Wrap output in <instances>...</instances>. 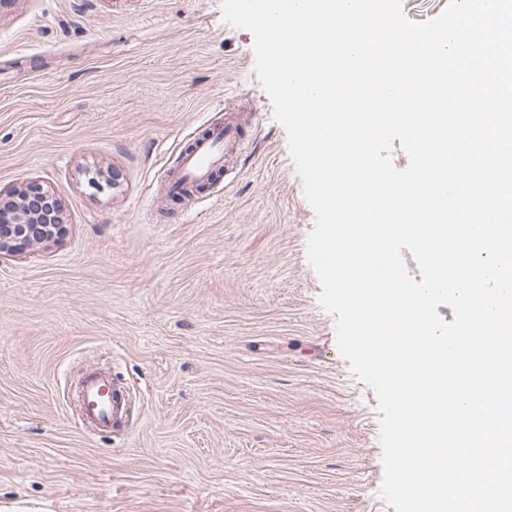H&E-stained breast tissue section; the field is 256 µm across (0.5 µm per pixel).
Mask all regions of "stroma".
<instances>
[{"mask_svg":"<svg viewBox=\"0 0 512 512\" xmlns=\"http://www.w3.org/2000/svg\"><path fill=\"white\" fill-rule=\"evenodd\" d=\"M255 62L222 0H0V190L40 182L67 220L0 260V512H395ZM222 102L250 149L172 201ZM89 366L122 428L80 419Z\"/></svg>","mask_w":512,"mask_h":512,"instance_id":"1","label":"stroma"}]
</instances>
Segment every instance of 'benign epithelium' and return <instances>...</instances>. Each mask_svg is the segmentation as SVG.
<instances>
[{
	"label": "benign epithelium",
	"mask_w": 512,
	"mask_h": 512,
	"mask_svg": "<svg viewBox=\"0 0 512 512\" xmlns=\"http://www.w3.org/2000/svg\"><path fill=\"white\" fill-rule=\"evenodd\" d=\"M11 208L10 234L0 235V259L14 257L37 245L52 242L63 232V213L53 193L36 181L5 194Z\"/></svg>",
	"instance_id": "benign-epithelium-1"
}]
</instances>
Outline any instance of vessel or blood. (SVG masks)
<instances>
[{"instance_id": "vessel-or-blood-1", "label": "vessel or blood", "mask_w": 512, "mask_h": 512, "mask_svg": "<svg viewBox=\"0 0 512 512\" xmlns=\"http://www.w3.org/2000/svg\"><path fill=\"white\" fill-rule=\"evenodd\" d=\"M244 149V134L234 116L228 115L221 123L209 124L205 133L194 138L183 150L180 167L168 181V195L181 194L187 184L210 181L228 155ZM75 405L83 423L98 432L110 430L126 412L123 390L94 370L84 375Z\"/></svg>"}]
</instances>
